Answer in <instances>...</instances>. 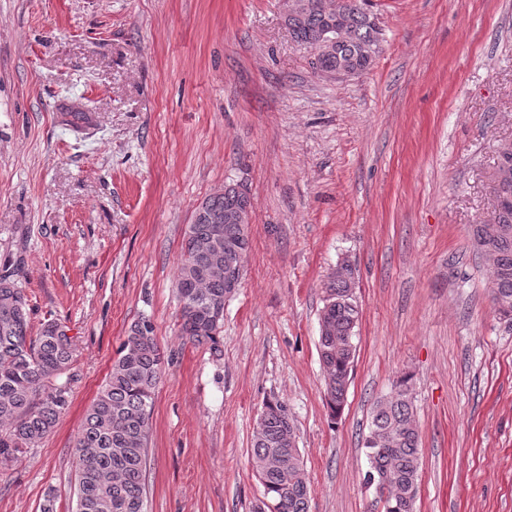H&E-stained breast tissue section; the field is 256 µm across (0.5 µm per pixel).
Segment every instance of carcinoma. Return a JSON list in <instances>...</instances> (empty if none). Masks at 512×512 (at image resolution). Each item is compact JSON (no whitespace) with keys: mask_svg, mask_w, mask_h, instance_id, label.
Wrapping results in <instances>:
<instances>
[{"mask_svg":"<svg viewBox=\"0 0 512 512\" xmlns=\"http://www.w3.org/2000/svg\"><path fill=\"white\" fill-rule=\"evenodd\" d=\"M309 17L290 28L296 42L316 47L332 17L309 0ZM347 22V38L336 53L322 59L325 66H344L363 75L375 57L360 53V45L381 47L382 28L376 25L372 0H336ZM500 223L512 228V167L499 189ZM211 225L194 215L176 275L182 335L192 344L216 350L224 323V302L235 291L224 276L210 271L211 258L201 242ZM469 238L477 254L490 251L491 297L495 310L512 319V232L500 236L487 224H472ZM224 238L235 253L249 249V233L241 224L224 225ZM329 281L320 314L319 359L324 373V398L331 419L347 402L356 356L355 328L360 309L352 288V268ZM28 297L12 274H0V459L10 460L32 448L55 426L68 406V392L56 384L73 360V344L54 320L30 334ZM162 355L153 323L145 318L130 326L75 440L76 512H146L145 472L149 418L160 380ZM295 424L280 400L263 403L252 440L251 461L265 503L257 512H309L310 483L297 445L289 440ZM410 377L398 379L378 398L364 441L369 473L380 493L383 512H414L421 460Z\"/></svg>","mask_w":512,"mask_h":512,"instance_id":"obj_1","label":"carcinoma"}]
</instances>
